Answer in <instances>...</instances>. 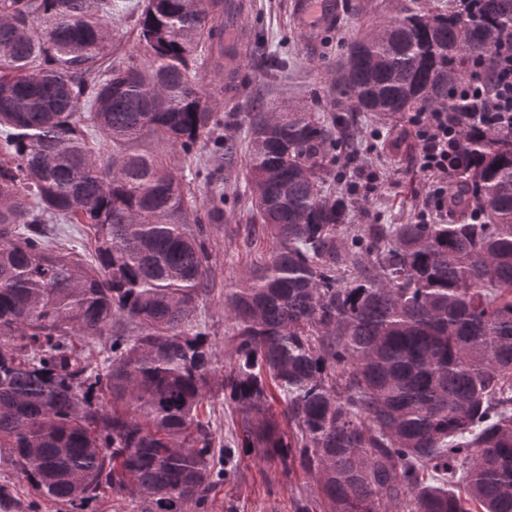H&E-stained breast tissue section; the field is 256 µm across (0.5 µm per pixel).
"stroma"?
<instances>
[{
  "instance_id": "stroma-1",
  "label": "stroma",
  "mask_w": 512,
  "mask_h": 512,
  "mask_svg": "<svg viewBox=\"0 0 512 512\" xmlns=\"http://www.w3.org/2000/svg\"><path fill=\"white\" fill-rule=\"evenodd\" d=\"M292 2L245 0V35L238 47L244 64L237 71L233 89L213 95L212 103L219 112L244 115L259 102L274 111L287 106L319 111L322 102L336 94V66L349 45L407 0H343L339 28L312 43L305 40L293 20ZM357 127L359 154L372 165L380 184L375 194L351 197V223L416 221L426 209L428 188L415 163L418 139L414 129L407 120L390 122L366 112L358 116ZM391 132L402 136L403 146L381 150V137ZM201 154L207 172L190 181L191 192L204 204L215 194L224 196L223 223L207 227L213 283L203 313L211 338L226 359L230 356L227 338L232 323L224 313V292L253 264L267 257L270 243L253 219L244 190L245 150H238L231 163L213 156L207 147ZM0 486L9 492L0 499V512H56L55 505L40 499L26 481L3 466ZM301 496L314 499L318 512H323L325 504L317 500L308 474L299 470L289 474L277 461L251 455L239 462L234 477L218 489L211 512H293V504Z\"/></svg>"
}]
</instances>
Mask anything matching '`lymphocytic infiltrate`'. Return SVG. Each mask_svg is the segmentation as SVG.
<instances>
[{
  "instance_id": "1",
  "label": "lymphocytic infiltrate",
  "mask_w": 512,
  "mask_h": 512,
  "mask_svg": "<svg viewBox=\"0 0 512 512\" xmlns=\"http://www.w3.org/2000/svg\"><path fill=\"white\" fill-rule=\"evenodd\" d=\"M493 54L490 70L476 71L457 84L455 98L463 104V111L408 115L421 142L419 167L428 180L436 211L447 208L448 188L464 163L462 129L512 130V37L496 39Z\"/></svg>"
}]
</instances>
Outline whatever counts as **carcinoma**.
Returning <instances> with one entry per match:
<instances>
[{
	"label": "carcinoma",
	"mask_w": 512,
	"mask_h": 512,
	"mask_svg": "<svg viewBox=\"0 0 512 512\" xmlns=\"http://www.w3.org/2000/svg\"><path fill=\"white\" fill-rule=\"evenodd\" d=\"M224 5L0 0V465L65 512L108 493L209 512L251 453L307 473L329 512H512V131H465L468 214L446 224L360 228L325 192L356 113L455 108L512 0L403 5L336 68L331 116L241 121L272 246L224 296L226 368L198 317L224 195L204 209L183 175L206 141L237 154L201 82L231 51ZM123 10L141 56L112 41ZM218 395L238 417L220 446Z\"/></svg>",
	"instance_id": "obj_1"
}]
</instances>
